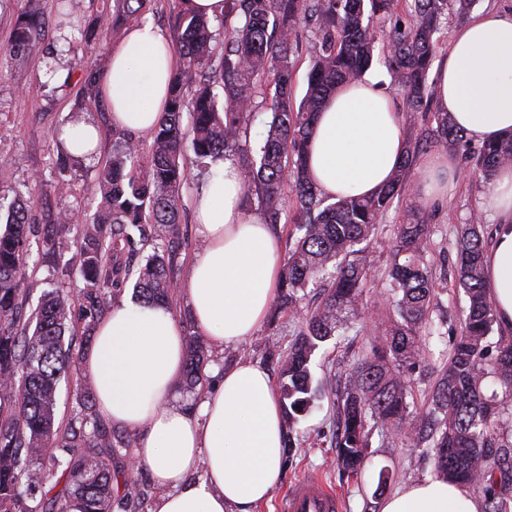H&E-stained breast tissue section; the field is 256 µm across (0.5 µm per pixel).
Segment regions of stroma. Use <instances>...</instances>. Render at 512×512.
I'll use <instances>...</instances> for the list:
<instances>
[{
  "instance_id": "1",
  "label": "stroma",
  "mask_w": 512,
  "mask_h": 512,
  "mask_svg": "<svg viewBox=\"0 0 512 512\" xmlns=\"http://www.w3.org/2000/svg\"><path fill=\"white\" fill-rule=\"evenodd\" d=\"M57 8V0H0V197L9 201L15 194L29 191L36 198L29 218L31 259L22 285L24 315H32L42 295L49 291L63 296L77 315L72 335L77 364L61 377L57 389L56 418L65 427L74 422L80 412L76 392L86 383L80 363L93 344L96 324L79 317L86 292L81 269L80 227L58 222L57 216L63 210L89 216L96 209L93 187L102 158L113 151L112 123L108 103L104 100L98 108L78 113L77 107L83 98L81 69L92 64L107 70L111 46L121 33L110 32L106 43L96 52H89L83 41L72 39L69 24H62L57 17ZM30 10L49 22L42 47L63 51L55 78L45 76L40 55H29L17 65L6 53L18 17ZM76 114L82 121L100 128L103 144L99 156L83 160L76 171L65 177L68 187L61 194L56 189L63 178L55 166L57 133L61 127L69 125ZM480 148V143L472 141L466 151L453 153L460 171L459 179L433 208L425 260L437 290L431 313L437 331L428 341L423 363L411 375L406 401L410 411L416 414L427 411L436 381L447 363L449 349L460 334L467 305L463 290L456 285L457 241L461 229L471 218H478L486 239L490 240L500 221L499 215L485 204L486 180L473 172L468 162ZM184 162L189 177L181 188L178 224L170 231L147 227L149 244L139 243L134 249L123 250L117 256L119 264L138 263L158 249L170 254L176 281L186 279L190 260L203 244L193 216L192 199L204 185L208 173L195 165L192 156H185ZM405 219L406 203L397 200L377 225L370 242L373 267L363 294L360 318L343 335L324 343L315 355L312 374L321 393L314 408L298 422L294 434L296 446L287 456L281 484L257 512H276L282 496L303 474L319 475L334 486L343 500L342 512H381L383 499L375 494L381 468H388L394 474L386 488L390 494L434 477L432 460L425 448L408 444L389 447L387 437L377 427L372 428L369 436L367 463L360 479L347 477L336 465V397L330 383L339 380L342 373L369 353L374 340L394 316L389 270L394 260L397 226ZM297 331L296 320L281 313L266 320L257 335L242 346L224 350L207 347L203 384L192 389L186 383H179V404L196 410L202 393L219 383L225 367L241 360L260 364L270 374H277L278 364L271 354L292 343Z\"/></svg>"
}]
</instances>
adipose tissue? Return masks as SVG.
<instances>
[{
  "mask_svg": "<svg viewBox=\"0 0 512 512\" xmlns=\"http://www.w3.org/2000/svg\"><path fill=\"white\" fill-rule=\"evenodd\" d=\"M174 67L172 44L152 24L126 28L100 88L113 123L133 132L153 129L166 109ZM435 84L439 107L467 138L486 142L512 134V14L487 10L456 29ZM309 147L310 177L323 195L366 197L396 171L406 130L387 92L366 78L325 101ZM457 175L446 154L431 156L417 182L419 198H442ZM243 192L238 166L213 162L194 202L205 245L180 285L195 323L218 348L255 336L280 292L282 244L246 210ZM485 200L503 218L484 258L485 286L499 322L512 329V166L497 171ZM184 347L182 326L168 305L126 301L98 324L83 375L100 414L138 431L134 458L161 491L157 512H255L284 471L278 391L263 367L241 361L225 368L196 412L175 406ZM482 508L464 486L428 479L394 493L382 512Z\"/></svg>",
  "mask_w": 512,
  "mask_h": 512,
  "instance_id": "obj_1",
  "label": "adipose tissue"
}]
</instances>
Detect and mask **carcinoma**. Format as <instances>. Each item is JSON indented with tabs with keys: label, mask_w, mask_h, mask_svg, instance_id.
I'll return each mask as SVG.
<instances>
[{
	"label": "carcinoma",
	"mask_w": 512,
	"mask_h": 512,
	"mask_svg": "<svg viewBox=\"0 0 512 512\" xmlns=\"http://www.w3.org/2000/svg\"><path fill=\"white\" fill-rule=\"evenodd\" d=\"M474 0H224V51L215 53L210 20L178 12L175 18L182 64L173 76L169 105L151 131L146 163L126 130L112 127L115 149L99 173L95 194L100 202L94 218L81 223V256L87 291L85 313L102 311L101 291L113 283L112 257L121 243L134 244L133 231L144 225L171 227L178 223L180 189L188 172L185 149L196 165L226 157L241 149L262 78L271 79L274 94L266 138L256 158L246 162L250 177L243 199H257L266 223L281 221L282 187L294 194V231L283 264L279 310L297 319V340L280 352V393L292 422L310 407L311 361L320 345L348 330L358 316L363 284L371 269L368 243L376 224L411 191L408 173L422 146L435 144L458 150L466 136L456 129L448 112L433 106L428 77L436 59L442 19L449 6L464 15ZM144 0H114L112 10L77 30L88 49L94 39L141 16ZM315 18L319 44L311 56L308 87L301 101L294 95L293 36L307 19ZM395 19L385 31L382 24ZM46 22L34 14L20 18L13 31L9 55L23 58L39 48L37 29ZM386 41L387 63L406 95L409 125L416 115H430L424 135L408 140L406 155L389 184L368 199L331 202L308 176L307 138L325 99L344 85L362 80L372 64L379 36ZM102 74L90 65L83 70L84 99L80 109L98 105ZM219 86L222 95L214 93ZM192 113L190 143L181 131L184 111ZM473 170L487 180L499 168L512 166V135L485 144L471 157ZM32 197L19 196L9 206L0 231V376L12 381V392L0 394V512H31L21 506L22 484L50 483L66 478L68 492L82 512H112L117 476L106 458L112 438L101 429L96 399L81 388L79 424L63 430L56 423L57 383L74 357L65 345L73 321L67 301L44 296L33 316L32 332L19 330L23 271L29 259L28 213ZM432 211L409 202L407 222L398 226L396 255L389 271L397 318L382 341L344 374L336 393L337 464L352 476L366 463L369 423L390 436L410 439L414 446L430 441L439 478L483 490L484 512H512L506 495L512 492V434L500 427L504 400L512 399V336L496 342L489 336L497 322L495 306L484 285L486 241L482 227L471 225L458 239V284L467 297L461 334L448 364L435 385L431 407L411 415L406 401L409 375L420 368L426 337L423 328L435 297L424 261ZM135 288L147 302H168L177 283L170 258L154 251L137 266ZM326 282L325 299L315 308L303 305L306 289ZM205 347L200 337L186 345L188 384H202ZM67 448L54 458L53 468H34L41 452Z\"/></svg>",
	"instance_id": "1"
}]
</instances>
